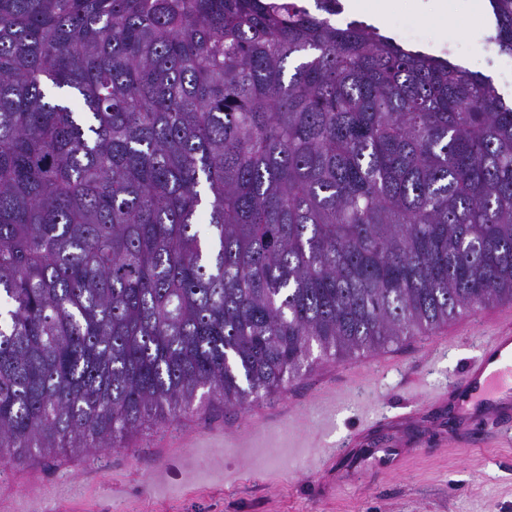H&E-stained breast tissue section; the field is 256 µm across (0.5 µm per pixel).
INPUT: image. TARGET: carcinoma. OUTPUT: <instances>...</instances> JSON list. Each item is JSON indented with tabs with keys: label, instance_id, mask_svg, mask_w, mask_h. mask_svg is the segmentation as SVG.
<instances>
[{
	"label": "carcinoma",
	"instance_id": "obj_1",
	"mask_svg": "<svg viewBox=\"0 0 512 512\" xmlns=\"http://www.w3.org/2000/svg\"><path fill=\"white\" fill-rule=\"evenodd\" d=\"M335 8L0 0L1 460L512 304V102Z\"/></svg>",
	"mask_w": 512,
	"mask_h": 512
}]
</instances>
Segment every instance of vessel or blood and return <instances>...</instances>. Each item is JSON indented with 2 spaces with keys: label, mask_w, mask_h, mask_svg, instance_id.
Returning a JSON list of instances; mask_svg holds the SVG:
<instances>
[{
  "label": "vessel or blood",
  "mask_w": 512,
  "mask_h": 512,
  "mask_svg": "<svg viewBox=\"0 0 512 512\" xmlns=\"http://www.w3.org/2000/svg\"><path fill=\"white\" fill-rule=\"evenodd\" d=\"M455 412L452 433L465 439L476 428L495 427L512 439V321L501 323L464 374L440 395Z\"/></svg>",
  "instance_id": "obj_1"
}]
</instances>
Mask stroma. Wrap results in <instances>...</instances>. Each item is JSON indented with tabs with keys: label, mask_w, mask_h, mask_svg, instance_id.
Instances as JSON below:
<instances>
[{
	"label": "stroma",
	"mask_w": 512,
	"mask_h": 512,
	"mask_svg": "<svg viewBox=\"0 0 512 512\" xmlns=\"http://www.w3.org/2000/svg\"><path fill=\"white\" fill-rule=\"evenodd\" d=\"M474 47L489 0H395L398 27L447 56L443 8ZM512 304L475 308L436 330L372 352L313 364L243 408L217 404L128 444L0 461V512H512V442L482 431L456 442L429 399L457 379ZM402 454L385 459L374 438Z\"/></svg>",
	"instance_id": "35a3bbf8"
}]
</instances>
